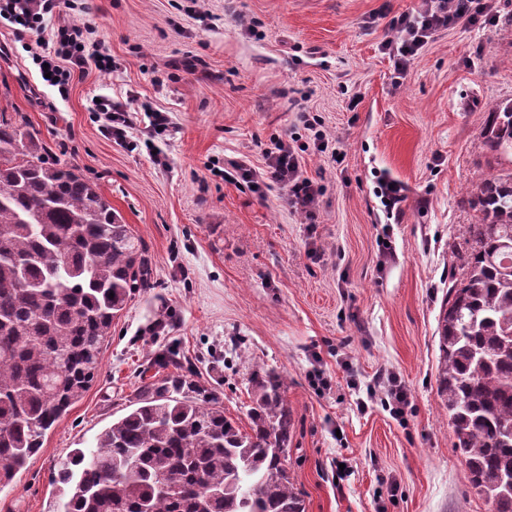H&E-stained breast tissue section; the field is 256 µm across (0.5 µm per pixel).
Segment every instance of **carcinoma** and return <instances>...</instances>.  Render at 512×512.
<instances>
[{"instance_id":"obj_1","label":"carcinoma","mask_w":512,"mask_h":512,"mask_svg":"<svg viewBox=\"0 0 512 512\" xmlns=\"http://www.w3.org/2000/svg\"><path fill=\"white\" fill-rule=\"evenodd\" d=\"M484 138L512 156V106L490 113ZM45 154L0 117L1 488L87 391L113 319L152 279L142 240L96 185ZM472 202L481 218L461 230L436 385L472 486L491 512H512V174L481 176ZM150 367L134 408L60 471L62 512H305L285 466L295 420L278 374L252 372L245 429L176 356Z\"/></svg>"}]
</instances>
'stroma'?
I'll return each mask as SVG.
<instances>
[{
    "label": "stroma",
    "instance_id": "stroma-1",
    "mask_svg": "<svg viewBox=\"0 0 512 512\" xmlns=\"http://www.w3.org/2000/svg\"><path fill=\"white\" fill-rule=\"evenodd\" d=\"M419 0H60L39 34L0 18V113L20 115L50 158L74 167L145 243L150 288L114 319L95 378L0 489V512H59L58 473L131 409L150 360L174 353L247 426L249 376L274 370L296 418L288 470L306 512H490L454 449L437 393L438 319L462 260L448 243L478 215L486 173H512L485 145L512 106V0L495 20L438 33L404 79L381 45ZM62 25H87L112 58L67 96L32 59ZM188 56L204 65L179 69ZM160 110L174 126L102 129L97 100ZM320 116L335 153L312 149ZM290 134L322 187L307 229L275 194L224 177L263 166ZM164 164H156L155 153ZM399 182L400 207L380 193ZM408 389L402 416L378 375Z\"/></svg>",
    "mask_w": 512,
    "mask_h": 512
}]
</instances>
